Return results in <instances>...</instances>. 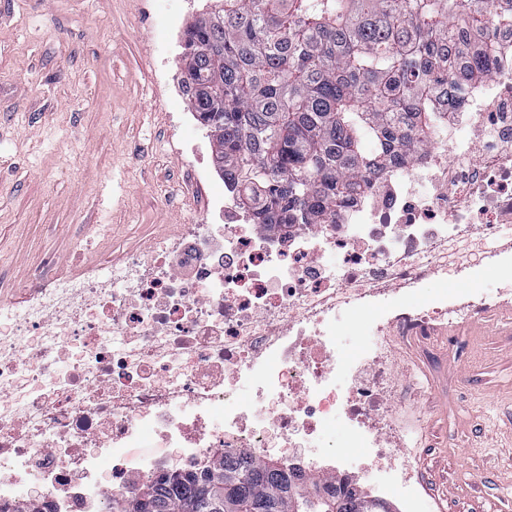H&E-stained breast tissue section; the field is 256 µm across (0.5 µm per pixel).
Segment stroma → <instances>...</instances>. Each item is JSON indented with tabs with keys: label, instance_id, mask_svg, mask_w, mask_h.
I'll list each match as a JSON object with an SVG mask.
<instances>
[{
	"label": "stroma",
	"instance_id": "1",
	"mask_svg": "<svg viewBox=\"0 0 512 512\" xmlns=\"http://www.w3.org/2000/svg\"><path fill=\"white\" fill-rule=\"evenodd\" d=\"M153 0H0V299L36 272L79 274L148 250L207 215L224 181L205 130L169 132L187 103L184 50L149 19ZM499 280L433 276L418 298L494 297ZM418 347L428 367L412 415L426 446L421 512H512V303Z\"/></svg>",
	"mask_w": 512,
	"mask_h": 512
}]
</instances>
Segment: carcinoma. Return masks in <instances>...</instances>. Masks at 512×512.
Masks as SVG:
<instances>
[{
    "label": "carcinoma",
    "instance_id": "1",
    "mask_svg": "<svg viewBox=\"0 0 512 512\" xmlns=\"http://www.w3.org/2000/svg\"><path fill=\"white\" fill-rule=\"evenodd\" d=\"M222 0L186 30L188 103L255 224H322L448 121L486 76L512 0ZM392 512L362 491L298 485L272 460L216 451L114 498L110 512Z\"/></svg>",
    "mask_w": 512,
    "mask_h": 512
}]
</instances>
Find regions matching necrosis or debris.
Instances as JSON below:
<instances>
[{"instance_id":"obj_1","label":"necrosis or debris","mask_w":512,"mask_h":512,"mask_svg":"<svg viewBox=\"0 0 512 512\" xmlns=\"http://www.w3.org/2000/svg\"><path fill=\"white\" fill-rule=\"evenodd\" d=\"M488 76L453 121L325 224H255L234 198L220 224H186L148 254L31 285L0 302V512H104L170 467L223 449L280 451L325 483L352 486L364 449L379 499L417 503L404 422L419 372L398 346L430 342L447 298L427 278L498 268L512 251V40L488 32ZM366 338L336 344L346 328ZM249 386V397L240 389ZM154 436L164 453L131 461Z\"/></svg>"}]
</instances>
